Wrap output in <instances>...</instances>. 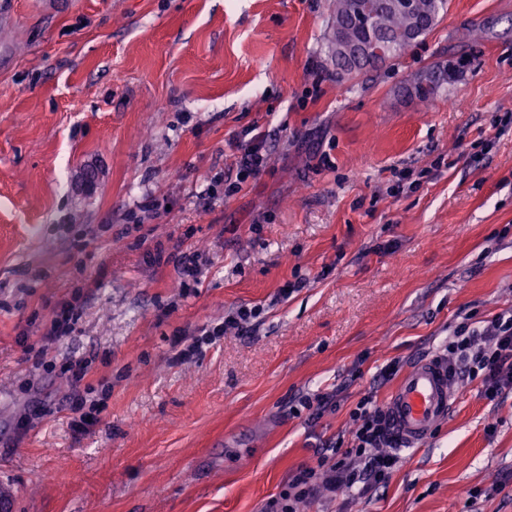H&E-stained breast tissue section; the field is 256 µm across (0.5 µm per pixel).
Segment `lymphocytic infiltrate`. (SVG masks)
Listing matches in <instances>:
<instances>
[{"mask_svg":"<svg viewBox=\"0 0 512 512\" xmlns=\"http://www.w3.org/2000/svg\"><path fill=\"white\" fill-rule=\"evenodd\" d=\"M447 351L451 370L479 381L484 398H503L512 391V310L475 327L462 324L449 337ZM349 417L350 447L333 448V464L300 468L287 489L269 502L268 512H297L298 502L314 498L323 487L351 493L388 484L398 463L395 450L403 445L388 410L369 393L360 398Z\"/></svg>","mask_w":512,"mask_h":512,"instance_id":"obj_1","label":"lymphocytic infiltrate"}]
</instances>
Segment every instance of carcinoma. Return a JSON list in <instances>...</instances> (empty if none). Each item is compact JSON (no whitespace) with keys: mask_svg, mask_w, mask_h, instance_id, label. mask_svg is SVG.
<instances>
[{"mask_svg":"<svg viewBox=\"0 0 512 512\" xmlns=\"http://www.w3.org/2000/svg\"><path fill=\"white\" fill-rule=\"evenodd\" d=\"M375 5L369 16V27L355 22L360 0H331L330 20L325 34V51L336 74L359 75L399 59L414 41L427 35L438 23L441 12L447 10L448 0H412L406 9L402 0H365ZM380 35L388 45L387 55L375 58L366 55H345L335 50L343 42L352 50L365 44L370 34ZM448 83V71L432 66L408 88L410 96L424 104Z\"/></svg>","mask_w":512,"mask_h":512,"instance_id":"obj_1","label":"carcinoma"}]
</instances>
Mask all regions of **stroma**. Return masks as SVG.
Returning <instances> with one entry per match:
<instances>
[{
	"label": "stroma",
	"instance_id": "stroma-1",
	"mask_svg": "<svg viewBox=\"0 0 512 512\" xmlns=\"http://www.w3.org/2000/svg\"><path fill=\"white\" fill-rule=\"evenodd\" d=\"M330 0H0V490L13 512H263L383 366L512 309V0L337 79ZM431 66L448 83L409 96ZM264 168L231 194L242 133ZM329 153L332 167L317 165ZM98 178L80 187L84 167ZM199 256L187 292L156 249ZM294 292L280 297L286 285ZM77 299L72 336L42 333ZM260 309L188 361L172 343ZM92 369L72 385L65 368ZM386 489L298 512H512V394L458 379ZM108 391L88 433L79 399ZM330 395L317 420L303 399ZM25 435H17L18 425ZM476 499H468L467 490Z\"/></svg>",
	"mask_w": 512,
	"mask_h": 512
}]
</instances>
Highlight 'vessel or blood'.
<instances>
[{
	"label": "vessel or blood",
	"instance_id": "b4317fda",
	"mask_svg": "<svg viewBox=\"0 0 512 512\" xmlns=\"http://www.w3.org/2000/svg\"><path fill=\"white\" fill-rule=\"evenodd\" d=\"M451 380L448 366L423 359L396 385L387 409L395 432L409 445L422 444L447 417L454 397Z\"/></svg>",
	"mask_w": 512,
	"mask_h": 512
}]
</instances>
